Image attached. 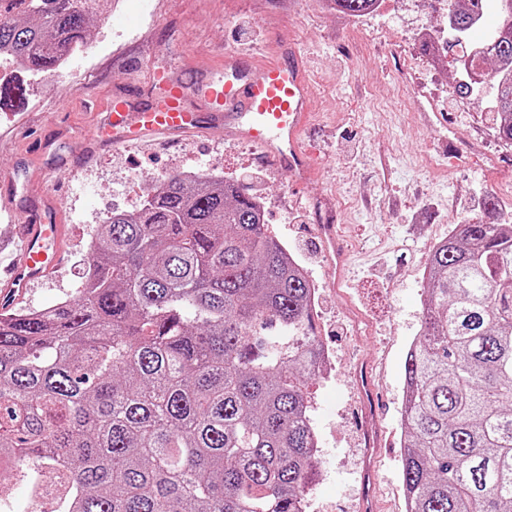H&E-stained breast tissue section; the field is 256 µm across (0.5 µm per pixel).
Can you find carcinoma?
I'll return each mask as SVG.
<instances>
[{
  "label": "carcinoma",
  "mask_w": 512,
  "mask_h": 512,
  "mask_svg": "<svg viewBox=\"0 0 512 512\" xmlns=\"http://www.w3.org/2000/svg\"><path fill=\"white\" fill-rule=\"evenodd\" d=\"M481 3L451 11L455 33L479 25ZM109 8L0 0V56L54 73ZM490 54L512 61V22ZM488 74L512 146V72ZM24 100L0 78V111ZM425 270L424 328L404 361L407 512H512V224L456 225ZM310 294L236 181H163L101 226L77 298L0 313V472L56 492L53 512H305V383L324 355Z\"/></svg>",
  "instance_id": "1"
}]
</instances>
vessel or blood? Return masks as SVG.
I'll return each mask as SVG.
<instances>
[{
	"mask_svg": "<svg viewBox=\"0 0 512 512\" xmlns=\"http://www.w3.org/2000/svg\"><path fill=\"white\" fill-rule=\"evenodd\" d=\"M148 70L154 95L149 105L138 106L130 96L112 97L106 122L97 127L87 142L96 148L137 144L152 136L176 139L186 133L223 127L226 135L259 146L264 158L302 181L316 169L317 153L303 142V131L312 111V90L295 49L281 48L279 59L270 65L258 64L245 55L222 54L220 65L197 83L178 75ZM198 96L203 110L186 107L188 95ZM325 253L344 264L347 252L332 224L318 227ZM15 234L19 255L0 270V305L13 303L17 293L29 284L47 279L66 261L63 227L50 212H24Z\"/></svg>",
	"mask_w": 512,
	"mask_h": 512,
	"instance_id": "vessel-or-blood-1",
	"label": "vessel or blood"
}]
</instances>
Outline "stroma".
Wrapping results in <instances>:
<instances>
[{"mask_svg":"<svg viewBox=\"0 0 512 512\" xmlns=\"http://www.w3.org/2000/svg\"><path fill=\"white\" fill-rule=\"evenodd\" d=\"M443 16L435 0H381L378 13L363 17L324 0H117L104 19H91L88 43L62 80L27 76L24 106L0 112V178L16 181L20 209L53 207L68 250L67 262L15 307L75 296L99 225L113 210H139L152 183L189 172L238 180L261 197L270 233L319 286L316 331L334 367L308 386L319 464L306 512H356L368 462L351 412L370 400L374 508L405 512L403 365L422 329L427 255L454 224L485 216L488 197L503 201L494 221L512 223V147L498 138L490 89L453 94L452 64L421 48L418 30H441ZM283 45L302 53L314 90L306 140L319 164L306 182L292 185L261 162L258 147L220 127L174 142L104 144L88 161L51 169L54 156L73 157L103 124L113 94L150 103L140 57L192 81L218 66L217 48L267 63ZM448 148L456 164L447 163ZM320 199L351 252L338 285L317 234Z\"/></svg>","mask_w":512,"mask_h":512,"instance_id":"obj_1","label":"stroma"}]
</instances>
